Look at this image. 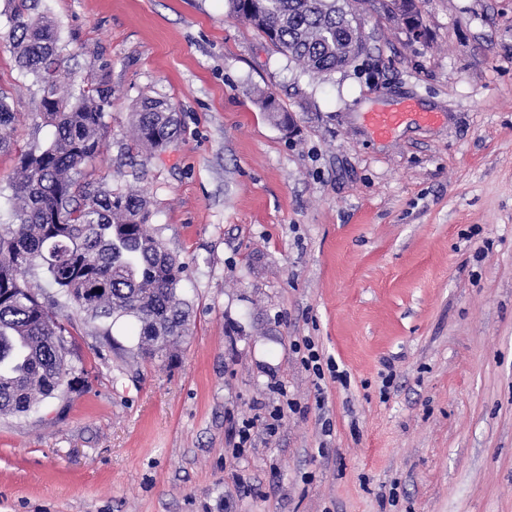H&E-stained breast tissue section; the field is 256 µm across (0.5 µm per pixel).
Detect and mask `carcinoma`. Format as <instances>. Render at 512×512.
I'll use <instances>...</instances> for the list:
<instances>
[{
  "instance_id": "obj_1",
  "label": "carcinoma",
  "mask_w": 512,
  "mask_h": 512,
  "mask_svg": "<svg viewBox=\"0 0 512 512\" xmlns=\"http://www.w3.org/2000/svg\"><path fill=\"white\" fill-rule=\"evenodd\" d=\"M383 15L420 20L414 0H227L228 13L247 22L283 54L322 76L355 64L366 52L354 3ZM9 40L18 65L40 88L34 115L54 129L50 140L21 153L12 183L14 221L0 225V415H20L85 381L71 358L63 308L92 319L130 321L138 347L172 356L191 335L190 305L182 298L186 263L149 230V202L84 175L107 137L112 107L109 64L91 87H64L58 31L38 0H8ZM261 109L284 129L292 117L270 95ZM21 113L0 89V149L11 146ZM134 145L161 151L180 132L173 105L144 98L130 113ZM41 267L57 288L47 300L28 280Z\"/></svg>"
}]
</instances>
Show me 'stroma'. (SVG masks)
Returning a JSON list of instances; mask_svg holds the SVG:
<instances>
[{"instance_id": "stroma-1", "label": "stroma", "mask_w": 512, "mask_h": 512, "mask_svg": "<svg viewBox=\"0 0 512 512\" xmlns=\"http://www.w3.org/2000/svg\"><path fill=\"white\" fill-rule=\"evenodd\" d=\"M40 5L74 88L110 66L85 172L149 199L188 265L192 333L151 361L130 325L106 336L69 309L87 383L0 417V512H512V0H417L418 41L360 13L367 55L322 77L225 0ZM10 30L0 0V89L21 114L0 224L21 153L52 135ZM145 97L181 118L160 153L131 141ZM407 103L373 132L367 113ZM304 336L348 385L317 384L292 348ZM278 382L301 412L232 456L229 431L279 405ZM406 112H371L368 122L373 131L381 137L388 136L404 120Z\"/></svg>"}]
</instances>
